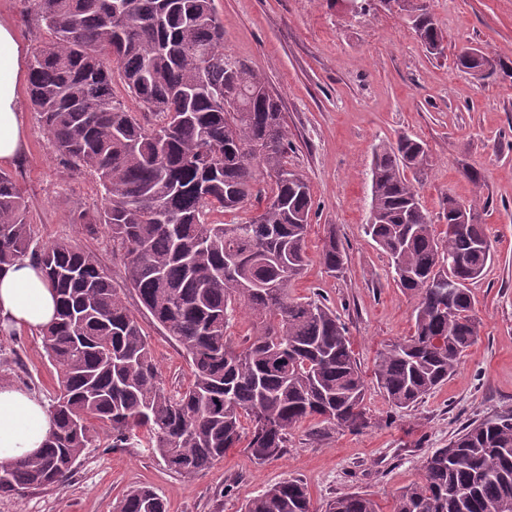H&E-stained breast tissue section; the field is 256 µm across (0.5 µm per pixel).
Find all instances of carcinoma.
Here are the masks:
<instances>
[{
  "instance_id": "1",
  "label": "carcinoma",
  "mask_w": 512,
  "mask_h": 512,
  "mask_svg": "<svg viewBox=\"0 0 512 512\" xmlns=\"http://www.w3.org/2000/svg\"><path fill=\"white\" fill-rule=\"evenodd\" d=\"M34 28L51 41L33 54L29 95L71 174L90 173L100 202L76 224L112 237L126 287L153 323L186 354L192 381L172 393L161 383L147 335L97 256L70 241H35L24 196L0 171V266L36 261L57 296L43 347L57 369L50 412L55 430L42 451L0 464V495L64 483L86 448H145L192 479L239 445L263 463L288 448L309 419L359 431L369 424L365 383L344 323L318 299L288 286L308 262L312 197L288 168V126L278 98L250 66L224 49L214 0H30ZM431 55L444 35L431 12L398 8ZM117 64L141 113L112 90ZM456 68L480 81L512 78V67L481 73L470 49ZM238 105L224 109V90ZM427 146L409 136L374 148L367 232L387 254L400 287L416 298L414 332L387 345L375 376L399 409L448 381L479 335L469 284L493 245L466 203L469 224L444 213L438 235L407 172H421ZM241 221H215L257 198ZM463 255L466 264L448 265ZM320 260L344 273L347 254L331 227ZM454 282L448 300V282ZM256 319L238 348L227 331L241 307ZM422 479L392 512H505L512 505V411L467 425L421 465ZM113 512H167L152 489L130 490ZM244 512H313L307 487L290 479L250 499ZM327 512H378L371 495L339 496Z\"/></svg>"
}]
</instances>
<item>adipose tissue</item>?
Masks as SVG:
<instances>
[{
  "label": "adipose tissue",
  "mask_w": 512,
  "mask_h": 512,
  "mask_svg": "<svg viewBox=\"0 0 512 512\" xmlns=\"http://www.w3.org/2000/svg\"><path fill=\"white\" fill-rule=\"evenodd\" d=\"M26 50L15 28L0 20V165L19 159L26 143L20 88ZM56 312V295L40 266L28 258L0 267V325L41 331ZM55 427L45 402L30 391L0 385V463L41 450Z\"/></svg>",
  "instance_id": "adipose-tissue-1"
}]
</instances>
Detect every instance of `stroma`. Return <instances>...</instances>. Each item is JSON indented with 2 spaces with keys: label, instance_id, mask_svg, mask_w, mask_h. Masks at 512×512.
<instances>
[{
  "label": "stroma",
  "instance_id": "stroma-1",
  "mask_svg": "<svg viewBox=\"0 0 512 512\" xmlns=\"http://www.w3.org/2000/svg\"><path fill=\"white\" fill-rule=\"evenodd\" d=\"M224 47L251 66L283 105L290 166L302 174L314 202L307 233L308 265L290 293L321 300L344 322L365 380L370 424L360 431L322 430L309 420L289 437L288 451L260 464L241 449L186 481L144 448H88L63 484L24 496H0V512H113L127 490L149 486L168 512H241L277 482L298 479L315 512L336 497L362 492L390 512L394 495L420 481L423 460L446 447L468 424L512 410V80L479 81L457 70L456 55L478 46L512 65V0H431L445 52L427 54L406 22L380 6L353 13L338 0H215ZM28 0H0L28 51L49 40L28 20ZM27 148L10 165L28 202L39 242L70 239L92 250L117 285L123 263L102 228L76 223L93 212L96 180L67 175L25 104ZM407 135L423 140L427 173L416 183L436 231H444L441 202L451 194L479 199L494 256L472 284L477 341L447 383L414 408L397 409L375 379L378 352L412 333L415 301L394 280L387 255L367 235L370 166L376 144ZM480 182H472L469 170ZM336 227L348 261L332 276L319 254ZM167 390L192 380L183 352L149 316H141ZM57 372L40 334L0 332V382L50 400Z\"/></svg>",
  "mask_w": 512,
  "mask_h": 512
}]
</instances>
